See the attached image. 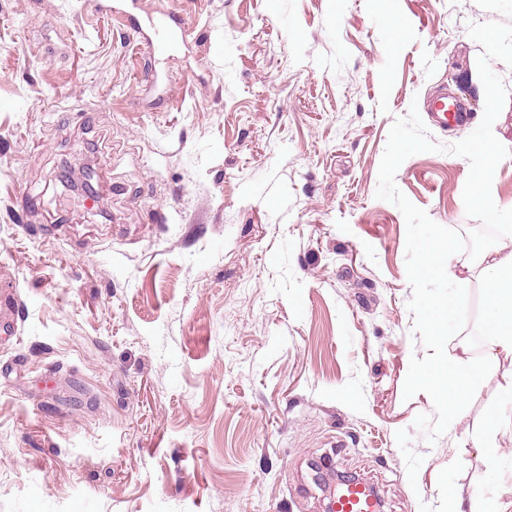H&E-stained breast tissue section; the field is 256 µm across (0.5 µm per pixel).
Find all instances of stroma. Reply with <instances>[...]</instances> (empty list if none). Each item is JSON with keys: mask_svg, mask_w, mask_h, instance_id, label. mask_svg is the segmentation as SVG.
<instances>
[{"mask_svg": "<svg viewBox=\"0 0 512 512\" xmlns=\"http://www.w3.org/2000/svg\"><path fill=\"white\" fill-rule=\"evenodd\" d=\"M168 13L160 60L128 18ZM490 21L512 0H0V512H324L317 465L381 512L512 501L490 338L460 334L486 371L447 432L414 426L406 222L375 196L412 103L462 99L443 144L480 124ZM468 174L429 152L395 182L465 235Z\"/></svg>", "mask_w": 512, "mask_h": 512, "instance_id": "1", "label": "stroma"}]
</instances>
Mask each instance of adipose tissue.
<instances>
[{
  "label": "adipose tissue",
  "instance_id": "ef3b65f1",
  "mask_svg": "<svg viewBox=\"0 0 512 512\" xmlns=\"http://www.w3.org/2000/svg\"><path fill=\"white\" fill-rule=\"evenodd\" d=\"M481 290L486 303L484 328L498 353L512 358V230L502 231L498 239L485 248L477 260ZM459 355L438 363L433 369L418 374L416 386L430 390L436 401L456 418L460 406L474 390L483 375V365L471 362L469 346L460 343Z\"/></svg>",
  "mask_w": 512,
  "mask_h": 512
}]
</instances>
